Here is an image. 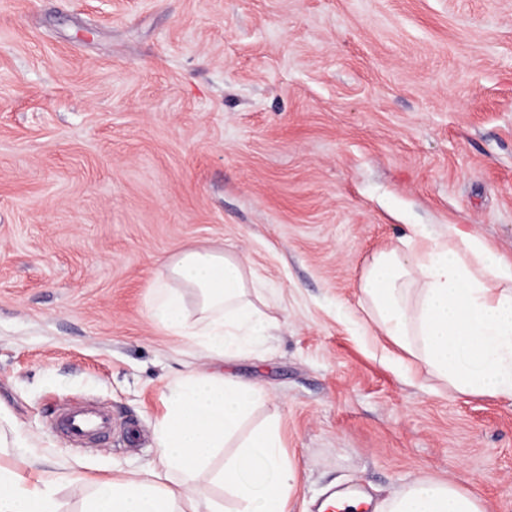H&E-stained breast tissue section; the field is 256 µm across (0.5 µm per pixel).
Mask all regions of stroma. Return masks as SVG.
<instances>
[{"mask_svg":"<svg viewBox=\"0 0 512 512\" xmlns=\"http://www.w3.org/2000/svg\"><path fill=\"white\" fill-rule=\"evenodd\" d=\"M412 224L512 256V0H0V464L79 512L156 460L172 379L224 372L269 392L289 512L425 477L512 512V404L407 380L361 326L363 268ZM178 246L268 284L263 345L152 323ZM84 401L110 441L55 431Z\"/></svg>","mask_w":512,"mask_h":512,"instance_id":"obj_1","label":"stroma"}]
</instances>
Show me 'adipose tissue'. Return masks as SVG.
I'll list each match as a JSON object with an SVG mask.
<instances>
[{
    "label": "adipose tissue",
    "mask_w": 512,
    "mask_h": 512,
    "mask_svg": "<svg viewBox=\"0 0 512 512\" xmlns=\"http://www.w3.org/2000/svg\"><path fill=\"white\" fill-rule=\"evenodd\" d=\"M262 286L236 255L179 250L152 284L151 321L197 341L217 357L258 343L274 326L255 304ZM366 332L383 336L458 395L512 403V258L482 237L447 225L437 235L410 225L400 245L376 251L360 278ZM195 316H188L187 297ZM268 398L230 375L175 378L156 428V464L134 477L98 483L80 512H287L297 486L277 420L237 434ZM237 440L214 480L232 506L200 504L195 479L216 450ZM177 487H169L171 476ZM58 479L34 468L0 466V512H60ZM379 512H486L473 492L449 482L414 481Z\"/></svg>",
    "instance_id": "ef3b65f1"
}]
</instances>
